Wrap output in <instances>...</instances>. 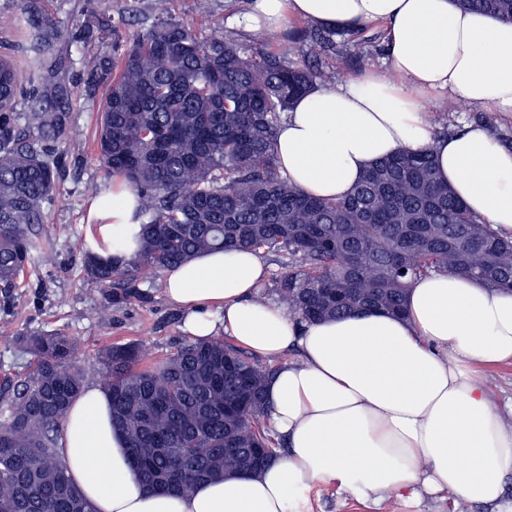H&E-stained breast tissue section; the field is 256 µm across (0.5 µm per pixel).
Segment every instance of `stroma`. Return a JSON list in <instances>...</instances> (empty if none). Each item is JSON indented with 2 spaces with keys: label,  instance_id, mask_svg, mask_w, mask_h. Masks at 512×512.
<instances>
[{
  "label": "stroma",
  "instance_id": "35a3bbf8",
  "mask_svg": "<svg viewBox=\"0 0 512 512\" xmlns=\"http://www.w3.org/2000/svg\"><path fill=\"white\" fill-rule=\"evenodd\" d=\"M39 14L51 17L55 31L48 32L31 24L18 0H0V16L17 20L13 32H0V45L17 46L19 55L41 54L44 60L41 94L58 100L52 112L53 130L40 144L55 159L59 178L53 201L47 207L49 223L59 234L52 249L35 255L16 288L8 307L0 306V377H21L32 360L17 338L26 332L59 333L81 342L79 364L88 383L99 381L98 359L101 352L116 344L135 342L151 351L155 360H163L189 341L184 329V314L170 304L164 292L152 286V273H143L138 281L141 299L116 305L112 291L86 280L82 271L90 197L86 188L97 183L111 187L96 159L94 130L97 110L106 88H90L89 73L103 58L106 47L126 42L157 21L172 19L192 22L209 15L225 33L238 35L244 44L252 39L237 22L247 0H112V11L124 14L126 24L115 26L102 18L97 0H34ZM93 26L99 40L90 45L83 38L85 26ZM301 21L291 22L278 32L272 49L294 63L313 62L322 70L336 71L349 79L370 70H385L383 41L385 27L370 25L367 41H352L347 32L334 36L335 46L319 51L294 38L304 29ZM80 139L82 150H69L72 139ZM512 507V476L506 478V493L499 506L478 505L464 500L426 495L421 501L396 496L373 505L339 491L329 483H318L299 497L296 512H507Z\"/></svg>",
  "mask_w": 512,
  "mask_h": 512
}]
</instances>
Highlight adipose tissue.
<instances>
[{
  "label": "adipose tissue",
  "mask_w": 512,
  "mask_h": 512,
  "mask_svg": "<svg viewBox=\"0 0 512 512\" xmlns=\"http://www.w3.org/2000/svg\"><path fill=\"white\" fill-rule=\"evenodd\" d=\"M353 28L386 23L390 70L323 85L277 131L284 174L305 193L345 197L378 158L433 149L439 177L501 235H512V149L480 123L435 135L423 97L512 112V23L453 0H248L252 32L289 19ZM137 195L113 183L92 201L87 249L137 248ZM260 253L212 251L165 273L167 300L196 338L224 332L276 368L266 417L285 449L261 472L196 484L182 496L147 490L110 420L111 398L85 387L57 454L92 512H294L296 494L335 483L380 502L443 494L474 504L504 496L512 473V402L498 405L479 368L512 362V293L444 272L415 281L404 316L379 311L309 322L255 300Z\"/></svg>",
  "instance_id": "obj_1"
}]
</instances>
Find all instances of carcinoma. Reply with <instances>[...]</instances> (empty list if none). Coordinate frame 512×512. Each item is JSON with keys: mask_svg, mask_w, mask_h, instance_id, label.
Masks as SVG:
<instances>
[{"mask_svg": "<svg viewBox=\"0 0 512 512\" xmlns=\"http://www.w3.org/2000/svg\"><path fill=\"white\" fill-rule=\"evenodd\" d=\"M512 21V0H454ZM263 38L250 49L213 30L158 21L100 66L107 85L96 146L107 174L138 197L141 236L129 258L89 254L83 272L112 289V302L142 298L138 276L161 274L212 250L251 248L280 259V307L308 320L358 311L400 315L408 288L432 272L512 290V238L504 237L438 177L434 152L405 151L372 164L343 199L304 193L275 154L277 128L295 101L336 72L292 63ZM20 62L0 52V296L51 248L45 220L57 166L32 129L50 122L31 97L20 127ZM33 356L25 377L0 379L9 417L0 423V512H89L56 453L57 434L85 386L78 339L22 334ZM132 469L146 488L185 494L229 472H254L274 457L264 425L272 369L217 336L184 344L153 364L137 343L102 353Z\"/></svg>", "mask_w": 512, "mask_h": 512, "instance_id": "cac0c4a2", "label": "carcinoma"}]
</instances>
